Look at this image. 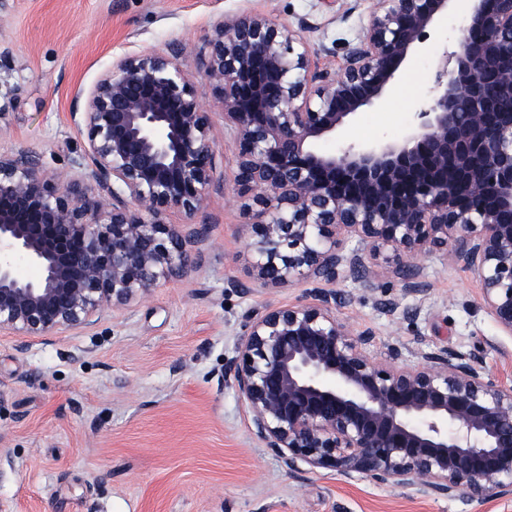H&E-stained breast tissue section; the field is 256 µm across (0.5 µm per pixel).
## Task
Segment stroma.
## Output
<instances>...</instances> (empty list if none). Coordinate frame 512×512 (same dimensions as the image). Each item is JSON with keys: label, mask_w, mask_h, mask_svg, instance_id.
Here are the masks:
<instances>
[{"label": "stroma", "mask_w": 512, "mask_h": 512, "mask_svg": "<svg viewBox=\"0 0 512 512\" xmlns=\"http://www.w3.org/2000/svg\"><path fill=\"white\" fill-rule=\"evenodd\" d=\"M373 0L338 14L336 0H0V153L25 148L53 172L71 173L86 132L71 117L112 62L128 54L198 45L221 16L274 13L291 27L314 25L312 43H355ZM467 0H453L421 48L409 52L383 104L362 109L321 150L343 143L402 139L428 95L435 61L456 40ZM198 97L212 114L221 168L233 154L213 84L194 69ZM199 266L161 282L81 330L21 342L0 333V512H512V496L465 502L377 486L327 468L289 470L251 432L248 411L224 380L243 313L300 301L307 287L256 282L249 233L231 191L207 196ZM370 282L340 276L351 295L336 314L377 343L481 351L488 370L512 384V338L480 305L468 272L424 262L426 296L417 322L375 303L396 296L391 254H363ZM244 283L230 288L229 280Z\"/></svg>", "instance_id": "1"}]
</instances>
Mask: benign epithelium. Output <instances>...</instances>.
Wrapping results in <instances>:
<instances>
[{"label":"benign epithelium","mask_w":512,"mask_h":512,"mask_svg":"<svg viewBox=\"0 0 512 512\" xmlns=\"http://www.w3.org/2000/svg\"><path fill=\"white\" fill-rule=\"evenodd\" d=\"M452 0H374L341 66L273 13L225 15L189 51L125 56L72 116L88 148L63 185L28 149L0 155V331L53 336L90 326L192 267L187 246L217 174L211 113L186 58L212 81L235 148L231 190L248 220L256 279L310 285L297 305L242 315L224 380L253 435L289 469L305 464L434 497L512 495V386L480 352L374 350L336 316L346 273L367 282L356 238L397 257L402 296L427 295L421 260L439 254L480 284L482 307L512 337V0H471L431 98L399 142L327 153L361 108L380 102L408 53ZM187 224H168L170 210ZM36 267L28 279L18 266Z\"/></svg>","instance_id":"benign-epithelium-1"}]
</instances>
